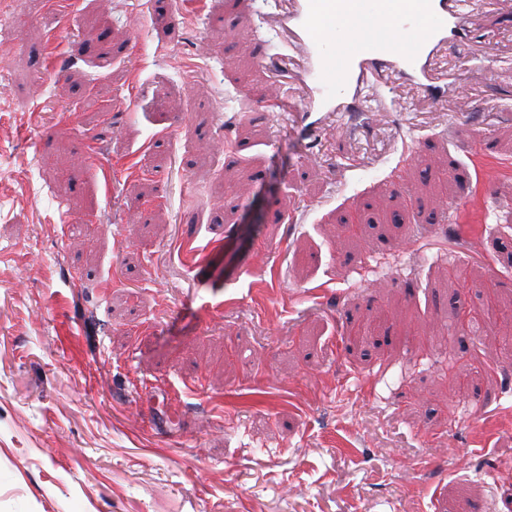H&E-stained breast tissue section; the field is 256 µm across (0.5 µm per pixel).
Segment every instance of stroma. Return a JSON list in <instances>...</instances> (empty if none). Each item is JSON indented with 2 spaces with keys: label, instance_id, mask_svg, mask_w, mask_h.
<instances>
[{
  "label": "stroma",
  "instance_id": "stroma-1",
  "mask_svg": "<svg viewBox=\"0 0 512 512\" xmlns=\"http://www.w3.org/2000/svg\"><path fill=\"white\" fill-rule=\"evenodd\" d=\"M289 2L0 0V512H512V0L351 135Z\"/></svg>",
  "mask_w": 512,
  "mask_h": 512
}]
</instances>
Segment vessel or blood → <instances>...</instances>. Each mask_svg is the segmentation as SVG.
I'll return each mask as SVG.
<instances>
[{
  "label": "vessel or blood",
  "instance_id": "1",
  "mask_svg": "<svg viewBox=\"0 0 512 512\" xmlns=\"http://www.w3.org/2000/svg\"><path fill=\"white\" fill-rule=\"evenodd\" d=\"M280 25L302 52L304 94L290 109L313 126L333 113L368 111L358 88L372 72L387 86L431 91L443 48L471 37L464 0H292ZM338 85L344 96H336Z\"/></svg>",
  "mask_w": 512,
  "mask_h": 512
}]
</instances>
